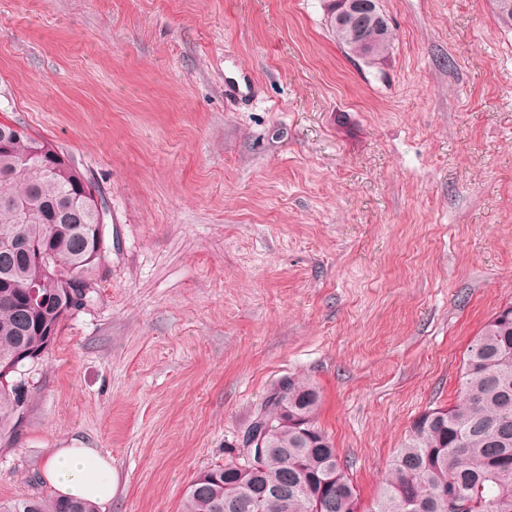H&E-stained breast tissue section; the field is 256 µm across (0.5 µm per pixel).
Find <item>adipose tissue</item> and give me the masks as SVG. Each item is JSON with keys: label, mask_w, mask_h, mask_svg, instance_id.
Instances as JSON below:
<instances>
[{"label": "adipose tissue", "mask_w": 512, "mask_h": 512, "mask_svg": "<svg viewBox=\"0 0 512 512\" xmlns=\"http://www.w3.org/2000/svg\"><path fill=\"white\" fill-rule=\"evenodd\" d=\"M42 470L57 496L63 498H78L104 507L116 492L117 476L111 459L93 448L52 449Z\"/></svg>", "instance_id": "obj_1"}]
</instances>
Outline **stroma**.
<instances>
[{
    "label": "stroma",
    "instance_id": "35a3bbf8",
    "mask_svg": "<svg viewBox=\"0 0 512 512\" xmlns=\"http://www.w3.org/2000/svg\"><path fill=\"white\" fill-rule=\"evenodd\" d=\"M327 0H0V120L74 156L112 247L0 439V502L54 448L106 512H181L282 379L371 503L413 420L512 302V26L493 0H380L386 63ZM328 5L327 23L331 33L337 43L349 55L359 56L357 53V28L352 22L348 21L342 26V21L346 15H350L354 20H363L365 17L376 12L375 3L377 0H341V6L337 9L336 1L330 0ZM377 16L383 18L382 23L376 20ZM380 23V24H379ZM342 26V27H337ZM366 36L369 40V64L384 61L390 54L392 48L393 36L388 19L382 10H378L374 17L366 23Z\"/></svg>",
    "mask_w": 512,
    "mask_h": 512
}]
</instances>
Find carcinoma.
Listing matches in <instances>:
<instances>
[{"instance_id": "cac0c4a2", "label": "carcinoma", "mask_w": 512, "mask_h": 512, "mask_svg": "<svg viewBox=\"0 0 512 512\" xmlns=\"http://www.w3.org/2000/svg\"><path fill=\"white\" fill-rule=\"evenodd\" d=\"M366 23L369 60H385L393 36L388 19ZM327 23L337 43L357 55V28L336 26V0L328 5ZM12 124L0 121V240L17 234L44 244L57 260L59 275L82 269L93 247L91 225L98 223L92 197L94 182L82 178L75 161L45 168L35 146L55 150L31 134L11 136ZM0 436L21 423L15 413L13 377L17 361L41 359L56 336L43 332L56 321L51 305L74 309L57 282L45 291L53 304H32L33 286L43 268L0 246ZM495 312L468 346L459 375L461 398L423 411L392 459L389 478L366 512H448L447 494L468 503V512H512V302ZM320 392L310 380L288 378V399L279 406L264 399L259 411L275 428L273 449L255 465L245 449L231 460L200 473L188 486L182 512H361L356 485L341 464L329 436L318 423ZM0 512H99L89 502H62L52 496L16 499Z\"/></svg>"}]
</instances>
